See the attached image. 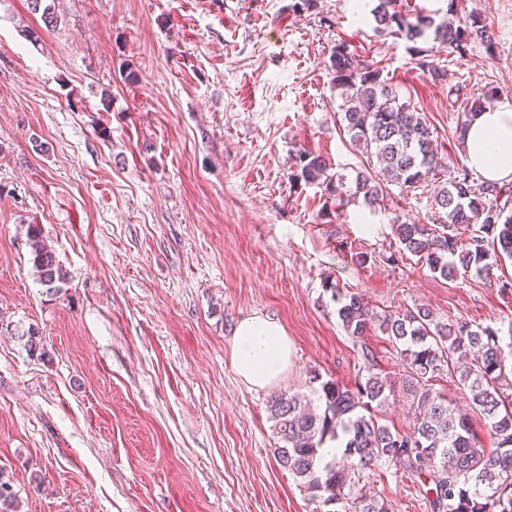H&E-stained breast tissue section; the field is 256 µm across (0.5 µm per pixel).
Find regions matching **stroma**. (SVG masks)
Segmentation results:
<instances>
[{
  "mask_svg": "<svg viewBox=\"0 0 512 512\" xmlns=\"http://www.w3.org/2000/svg\"><path fill=\"white\" fill-rule=\"evenodd\" d=\"M290 2L57 0L51 28L0 0V471L19 512H330L277 464L268 408L364 367L325 283L512 334V261L450 282L398 253L394 221L427 222L437 182L375 209L290 179L303 149L349 183L363 168L330 74L342 42L464 166L461 97L512 95V0H410L490 28L493 51L441 52V82L355 0ZM34 229L65 275L52 290ZM254 315L292 343L273 389L231 365ZM370 480L390 512H430L408 473Z\"/></svg>",
  "mask_w": 512,
  "mask_h": 512,
  "instance_id": "stroma-1",
  "label": "stroma"
}]
</instances>
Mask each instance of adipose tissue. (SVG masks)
<instances>
[{"label": "adipose tissue", "mask_w": 512, "mask_h": 512, "mask_svg": "<svg viewBox=\"0 0 512 512\" xmlns=\"http://www.w3.org/2000/svg\"><path fill=\"white\" fill-rule=\"evenodd\" d=\"M468 167L484 180L512 179V100L473 115L464 132ZM292 347L277 321L253 316L237 325L231 347L236 374L250 387L276 385L288 370Z\"/></svg>", "instance_id": "ef3b65f1"}]
</instances>
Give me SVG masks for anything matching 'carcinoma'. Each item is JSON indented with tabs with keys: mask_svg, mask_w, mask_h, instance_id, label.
Here are the masks:
<instances>
[{
	"mask_svg": "<svg viewBox=\"0 0 512 512\" xmlns=\"http://www.w3.org/2000/svg\"><path fill=\"white\" fill-rule=\"evenodd\" d=\"M47 26L58 22L54 0H29ZM376 28L413 43L417 65L433 77L441 67L433 51L464 55L473 43L491 47L485 20L470 14L458 23L403 10L400 0H379L373 9ZM432 39L436 49L416 46ZM336 87L346 96L343 120L352 144L368 168L354 181V195L373 207L384 183L405 191L448 175L434 197V224L393 225L399 254L409 253L428 270L453 281L470 272L487 277L506 256L512 259V186L479 180L466 168L448 170L433 150V130L423 114L399 99L380 80V70L344 43L330 57ZM291 180L325 187L340 198L343 176L332 172L320 154L295 155ZM34 264L40 281L52 289L63 279L54 253L33 233ZM338 298L337 315L346 333L361 342L364 373L351 386L321 383L320 412L307 408L297 394L281 393L270 405L281 445L274 449L280 467L311 498L326 505L346 504L353 512H390L386 498L364 491L366 472L392 466L418 480L419 494L431 512H512V343L503 345L498 329L465 319L438 321L422 307L378 313L358 292L330 288ZM380 330L405 365L402 389L411 398L414 424L399 432L374 415L394 395L396 381L384 373L362 339ZM450 379L496 448H485L472 418L457 412L452 397L435 388ZM338 443L330 460L324 445ZM16 494L0 473V512H16Z\"/></svg>",
	"mask_w": 512,
	"mask_h": 512,
	"instance_id": "obj_1",
	"label": "carcinoma"
}]
</instances>
